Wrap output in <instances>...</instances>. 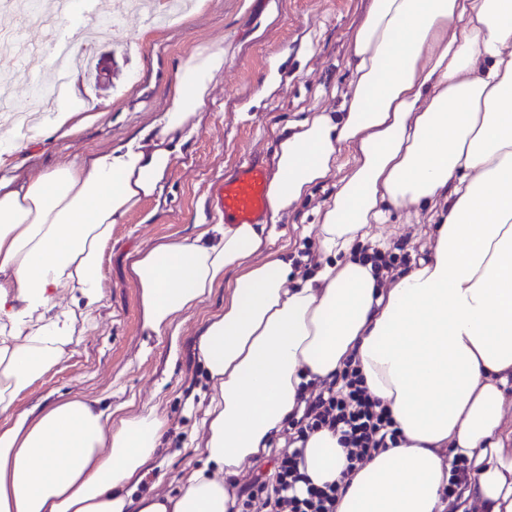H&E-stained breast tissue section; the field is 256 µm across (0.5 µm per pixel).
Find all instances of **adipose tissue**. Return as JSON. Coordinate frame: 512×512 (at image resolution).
I'll list each match as a JSON object with an SVG mask.
<instances>
[{"label": "adipose tissue", "mask_w": 512, "mask_h": 512, "mask_svg": "<svg viewBox=\"0 0 512 512\" xmlns=\"http://www.w3.org/2000/svg\"><path fill=\"white\" fill-rule=\"evenodd\" d=\"M352 53L341 111L293 125L268 186L276 221L354 150L323 211L326 261L311 277L275 254L255 261L263 224H216L130 256L143 326L157 335L229 287L198 344L208 465L175 495L133 491L165 431L156 413L117 418L73 396L34 415L15 401L101 306L112 226L161 192L223 47L183 60L155 131L30 181L0 179V512H229L245 465L282 444L302 381L332 380L349 362L402 439L349 474L336 435L308 439L312 481H345L336 512H444L458 456L470 465L464 498L512 512V0H369ZM93 118L70 82L54 128L71 136ZM440 200L413 268L380 285L351 259L359 241L388 249L375 232L387 206ZM63 292L72 305L58 304Z\"/></svg>", "instance_id": "adipose-tissue-1"}]
</instances>
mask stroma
Masks as SVG:
<instances>
[{
	"label": "stroma",
	"mask_w": 512,
	"mask_h": 512,
	"mask_svg": "<svg viewBox=\"0 0 512 512\" xmlns=\"http://www.w3.org/2000/svg\"><path fill=\"white\" fill-rule=\"evenodd\" d=\"M129 2L87 0V25L104 5L118 21L110 41L85 47L104 58L98 74H78L80 95L95 102L96 119L75 137L44 122L25 129L0 119V134L22 144L0 167L1 176L31 179L138 135L161 117L178 67L196 49L223 45L224 70L161 193L113 225L103 258L104 299L79 344L20 392L15 409L36 412L58 398L81 396L128 415L154 411L167 425L139 491L173 494L206 464L201 423L209 397L197 345L208 319L224 309V290L215 288L161 336L148 335L128 256L219 223L211 205L216 183L248 156L274 169L277 143L293 122L316 110L340 111L367 0H205L164 26L144 22ZM337 182L333 176L318 184L283 215L257 260L276 253L296 263L303 251L317 250L318 224ZM428 230L427 213L388 208L389 242L404 245L411 260L422 257Z\"/></svg>",
	"instance_id": "obj_1"
}]
</instances>
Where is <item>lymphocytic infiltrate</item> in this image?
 Wrapping results in <instances>:
<instances>
[{"label": "lymphocytic infiltrate", "instance_id": "lymphocytic-infiltrate-1", "mask_svg": "<svg viewBox=\"0 0 512 512\" xmlns=\"http://www.w3.org/2000/svg\"><path fill=\"white\" fill-rule=\"evenodd\" d=\"M300 417L283 429L285 444L272 460V470L256 467L240 487L230 512H336L344 488L338 482L314 484L305 473L304 443L316 432L338 434L349 469L355 470L400 439L388 408L366 389L354 366L338 380H311L302 385Z\"/></svg>", "mask_w": 512, "mask_h": 512}]
</instances>
